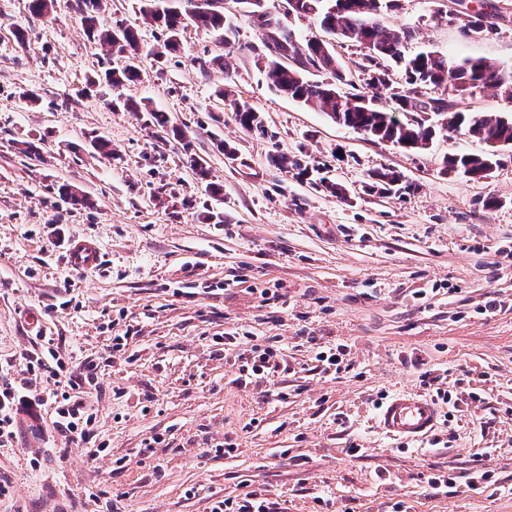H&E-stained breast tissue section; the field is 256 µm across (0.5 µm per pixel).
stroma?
<instances>
[{
    "instance_id": "1",
    "label": "stroma",
    "mask_w": 512,
    "mask_h": 512,
    "mask_svg": "<svg viewBox=\"0 0 512 512\" xmlns=\"http://www.w3.org/2000/svg\"><path fill=\"white\" fill-rule=\"evenodd\" d=\"M81 2L55 0L38 19L29 0H0V364L23 377L20 355L39 352V333L56 338L60 353L103 361L92 401L110 448L94 460L79 448L59 452L49 407L21 411L17 443L0 447V476L12 483L0 512H210L245 482L287 512H512V495L501 493L512 487V148L500 150L489 179L470 181L443 161L484 152L477 139L443 130L409 152L274 93L252 53L263 31L226 0L240 49L226 53L220 33L188 25L165 64L142 54L140 81L123 89L187 134L223 187L214 201L181 143L159 140L146 113L112 108L105 88L81 96L88 76L122 64L86 36ZM487 2L497 9L488 22L511 18L489 34L453 20L457 0H400L383 22L413 30L409 51L512 66V0ZM223 53L226 72L209 64ZM227 83L261 112L266 136L246 133L226 111L215 89ZM94 136L110 141L113 157L88 152ZM29 138L42 140V160L20 152ZM276 152L331 164L345 197L270 167ZM387 168L413 191H368L370 174ZM64 183L88 193L92 207L64 203ZM490 196L498 207H483ZM83 239L101 247L96 270L70 266ZM278 285L287 306L250 294ZM492 299L498 307L484 311ZM130 326L126 352H113V337ZM235 330L279 338L289 367L273 382L286 400L239 382L216 342ZM303 336L344 345L348 370L320 374ZM413 356L447 369L464 407L438 421L445 444L432 450L399 448L371 404L381 390L422 393ZM151 437L157 444L144 452ZM228 438L236 457L224 455ZM353 439L363 456L346 455ZM299 454L308 458L301 466L292 461ZM477 469L493 478L476 490L437 493L423 480ZM320 491L327 504L315 502Z\"/></svg>"
}]
</instances>
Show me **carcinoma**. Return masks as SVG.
<instances>
[{
  "label": "carcinoma",
  "instance_id": "cac0c4a2",
  "mask_svg": "<svg viewBox=\"0 0 512 512\" xmlns=\"http://www.w3.org/2000/svg\"><path fill=\"white\" fill-rule=\"evenodd\" d=\"M140 15L143 23L160 31V49H151L159 60L177 52L179 32L184 27V18L174 9L160 10L154 0H141ZM398 7V0H293L290 8L299 17L307 18L323 33L330 36L324 40L313 36L306 40L305 47L295 43L293 31L282 24L274 12L266 15L264 24L269 28L268 38L276 49L274 53L260 52L255 64L264 76L268 87L276 93L286 95L305 104L319 108L332 121L361 131L378 142L391 143L409 151L428 148L435 134V125L430 120L450 119L448 130L461 132L488 146L480 154H457L444 160L450 167L470 180L490 177L498 164V150L512 146V118H503L484 113L462 112L456 109L455 97L473 92L478 88L494 87L512 96V69L487 58L461 61L439 55L432 51L406 54V45L414 39V32L407 28H390L382 18ZM102 0H83L82 24L88 35L112 53L126 59L120 68L106 69L87 79L88 87L105 84L118 91L129 83L141 79L136 58L141 50L140 31L134 26H111L101 20ZM464 16L463 27L477 33L491 32L493 27L485 21L484 4L476 10L466 7L457 11ZM190 22L205 31H222L224 36L236 38L237 30L224 18V12L213 6V0H202ZM347 43L363 49L362 58L349 67L336 57L334 41ZM391 60L401 64L405 71V83L394 84L382 62ZM367 75L366 91L342 94L336 84L353 85L352 69ZM324 74L323 80H312L306 76L310 70ZM388 94L395 102L392 110L377 107L375 101L380 93ZM217 96L224 99V106L233 112L235 120L250 134H265L260 113L246 99L239 97L229 87L217 89ZM112 106L126 111L146 112L151 124L168 137L185 140L182 129L171 122L169 116L148 103L122 99L116 95ZM271 167L277 170L293 168L317 173L327 164L308 169L297 159L284 154L268 157ZM186 164L205 184L212 196L221 195L220 186L209 180L206 165L192 154L186 155ZM370 191L389 194L402 189L401 174L392 169H383L371 174ZM59 196L65 203L89 207V195L67 184L59 188Z\"/></svg>",
  "mask_w": 512,
  "mask_h": 512
}]
</instances>
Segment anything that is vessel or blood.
Masks as SVG:
<instances>
[{"label":"vessel or blood","mask_w":512,"mask_h":512,"mask_svg":"<svg viewBox=\"0 0 512 512\" xmlns=\"http://www.w3.org/2000/svg\"><path fill=\"white\" fill-rule=\"evenodd\" d=\"M100 261V249L94 242H77L70 254V264L79 270L95 268ZM378 423L386 435L412 441L426 438L438 418L434 402L419 394H397L380 407Z\"/></svg>","instance_id":"b4317fda"}]
</instances>
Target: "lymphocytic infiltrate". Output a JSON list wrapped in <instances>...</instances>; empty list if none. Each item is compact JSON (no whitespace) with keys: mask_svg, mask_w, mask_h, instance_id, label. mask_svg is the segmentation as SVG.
Here are the masks:
<instances>
[{"mask_svg":"<svg viewBox=\"0 0 512 512\" xmlns=\"http://www.w3.org/2000/svg\"><path fill=\"white\" fill-rule=\"evenodd\" d=\"M225 344L237 347L238 370L255 385L270 382L280 369L281 350L259 337L242 334L226 336ZM41 346L46 357L26 356V386L42 382L41 393L34 395L37 405H50L52 427L67 448H80L93 458L100 457L108 448L106 440L94 431V408L88 399L89 388L97 387L101 366L99 362L84 359L72 363L61 359L55 348V339L45 336ZM21 385V386H24ZM9 370L0 371V447H12L17 438L18 406L23 397Z\"/></svg>","mask_w":512,"mask_h":512,"instance_id":"lymphocytic-infiltrate-1","label":"lymphocytic infiltrate"}]
</instances>
